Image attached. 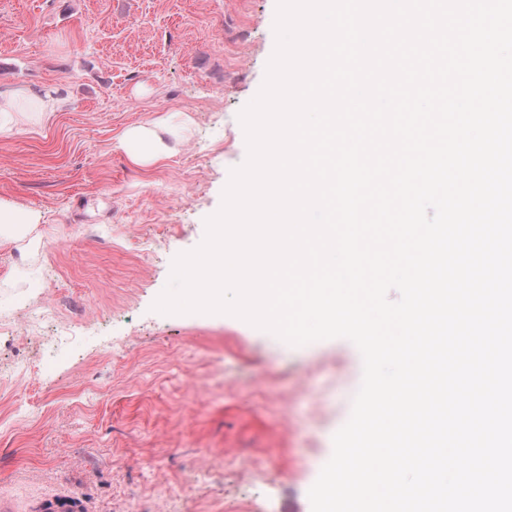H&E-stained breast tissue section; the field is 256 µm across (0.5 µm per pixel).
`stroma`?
Masks as SVG:
<instances>
[{
  "label": "stroma",
  "mask_w": 512,
  "mask_h": 512,
  "mask_svg": "<svg viewBox=\"0 0 512 512\" xmlns=\"http://www.w3.org/2000/svg\"><path fill=\"white\" fill-rule=\"evenodd\" d=\"M276 5L0 0V82L65 100L0 138V198L44 217L0 245V512H311L358 348L152 308L247 158L239 113L274 52ZM135 126L156 127L167 155L132 161L120 141ZM46 308L72 336L28 337Z\"/></svg>",
  "instance_id": "stroma-1"
}]
</instances>
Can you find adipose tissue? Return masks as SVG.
Listing matches in <instances>:
<instances>
[{"label": "adipose tissue", "mask_w": 512, "mask_h": 512, "mask_svg": "<svg viewBox=\"0 0 512 512\" xmlns=\"http://www.w3.org/2000/svg\"><path fill=\"white\" fill-rule=\"evenodd\" d=\"M63 105V100L48 90L42 93L24 85H0V135L22 124L40 125Z\"/></svg>", "instance_id": "adipose-tissue-1"}]
</instances>
